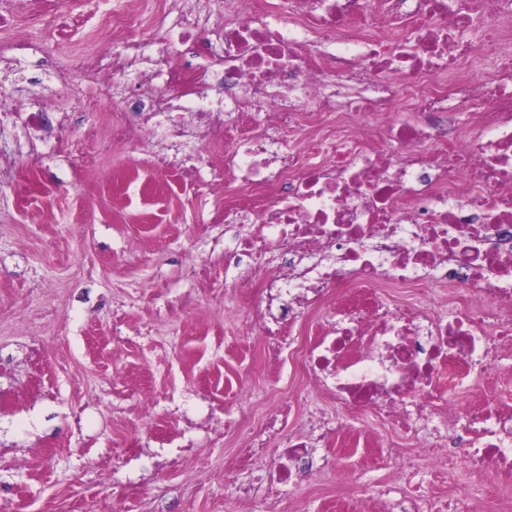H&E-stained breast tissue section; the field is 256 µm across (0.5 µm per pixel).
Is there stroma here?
Instances as JSON below:
<instances>
[{"label":"stroma","instance_id":"stroma-1","mask_svg":"<svg viewBox=\"0 0 512 512\" xmlns=\"http://www.w3.org/2000/svg\"><path fill=\"white\" fill-rule=\"evenodd\" d=\"M56 2L80 19L64 34L28 20L18 0L28 48L16 70L38 79L26 88L30 102L69 110L92 162L59 156L50 142L30 160L27 129L9 127L0 161V512H242L226 483L251 478L235 464L245 419L299 397L304 409L283 417L290 433L304 411L345 410L305 389L288 354L266 361L250 322L257 286L225 263L215 239L224 199L206 181L223 160L194 182L158 172L150 135L132 146L108 138L116 102L82 109L94 81L76 73L66 89L49 90L48 74L69 54L123 50L108 27L122 0ZM457 400L466 411L512 405V382L478 372ZM388 476L386 462L367 458L344 481L323 472L254 512H336L339 499L373 506ZM487 487L512 501V482L462 452L405 490L444 497Z\"/></svg>","mask_w":512,"mask_h":512}]
</instances>
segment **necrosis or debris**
Listing matches in <instances>:
<instances>
[{"label": "necrosis or debris", "instance_id": "obj_1", "mask_svg": "<svg viewBox=\"0 0 512 512\" xmlns=\"http://www.w3.org/2000/svg\"><path fill=\"white\" fill-rule=\"evenodd\" d=\"M130 10L112 14L123 53H77L73 71L114 96L144 58L125 34ZM171 50L112 116V138L157 134L159 168L195 176L182 153L194 141L232 169L247 203L224 205L229 249L258 284L252 316L266 355L284 325L306 315L314 339L289 341L308 386L353 412L379 416L417 448L391 449L402 467L424 469L471 449L512 480V409L461 415L449 389L479 370L512 374V0H224L217 15L200 0H165L157 14ZM198 47L208 62H185ZM255 112L259 125L225 137L224 116ZM55 133L73 153L67 109L0 98V128L13 119ZM305 137L282 145L276 134ZM235 224L251 234L232 233ZM276 276H267L268 268ZM436 284L453 312L439 316L399 288ZM287 437L277 486H235L243 505L274 500L278 486L313 484L335 465L318 450L334 437L349 455L373 452L369 435L338 417L311 414L284 435L278 412L248 431L241 467ZM388 512H512L464 495L427 500L377 489Z\"/></svg>", "mask_w": 512, "mask_h": 512}]
</instances>
